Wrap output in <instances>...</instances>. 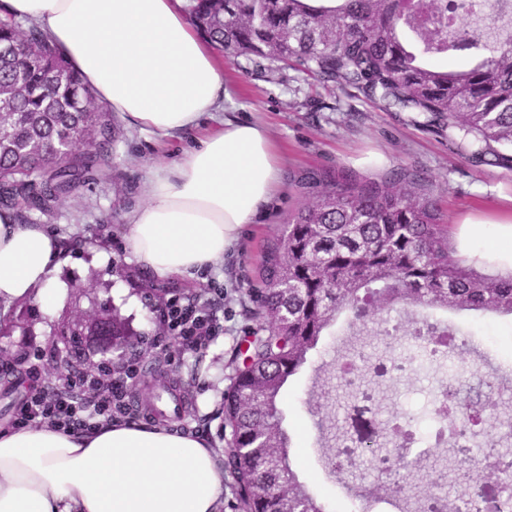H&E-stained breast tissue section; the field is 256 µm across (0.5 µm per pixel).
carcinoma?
Instances as JSON below:
<instances>
[{"mask_svg":"<svg viewBox=\"0 0 512 512\" xmlns=\"http://www.w3.org/2000/svg\"><path fill=\"white\" fill-rule=\"evenodd\" d=\"M402 0H189L201 33L220 52L244 56L262 70L289 65L326 87L354 88L384 108L416 112L476 162L512 163V39L488 42L460 30L457 18L427 8L398 20ZM408 28L418 44L408 41ZM0 209L17 224L51 212L80 176L108 161L123 131L114 113L32 22L0 20ZM469 54L465 70L431 58ZM50 75L61 80L51 83ZM63 148V160L47 159ZM307 203L264 250L261 287L249 295L255 322L240 351L242 366L224 393L225 449L242 512H329L299 480L277 398L336 317L355 327L374 310L407 308L512 315V275L483 273L458 255L425 177L407 168L381 180L347 167L308 170L293 178ZM126 325L112 320V350L123 352ZM492 402H463L448 411V430L490 419Z\"/></svg>","mask_w":512,"mask_h":512,"instance_id":"cac0c4a2","label":"carcinoma"}]
</instances>
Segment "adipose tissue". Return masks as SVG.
<instances>
[{
    "instance_id": "ef3b65f1",
    "label": "adipose tissue",
    "mask_w": 512,
    "mask_h": 512,
    "mask_svg": "<svg viewBox=\"0 0 512 512\" xmlns=\"http://www.w3.org/2000/svg\"><path fill=\"white\" fill-rule=\"evenodd\" d=\"M187 0H0L29 19L130 127L167 138L214 125L174 162L141 173L126 244L157 280L223 262L279 182L267 130L225 117L230 92ZM66 256L40 224L0 212V317L21 300L52 314ZM224 473L202 435L115 422L88 433L0 428V512H219Z\"/></svg>"
}]
</instances>
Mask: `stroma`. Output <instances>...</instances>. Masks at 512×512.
Segmentation results:
<instances>
[{
    "label": "stroma",
    "instance_id": "stroma-1",
    "mask_svg": "<svg viewBox=\"0 0 512 512\" xmlns=\"http://www.w3.org/2000/svg\"><path fill=\"white\" fill-rule=\"evenodd\" d=\"M223 61L231 92L226 116L264 124L279 148L284 177L277 194L256 223L243 227L223 265L199 280L156 281L128 251L123 215L141 201L137 186L142 169L173 160L192 141L187 136L158 140L125 129L105 175L85 176L78 190L43 221L62 240L69 261L58 275L61 293L54 314L44 315L36 302H28V329L0 342L8 348L0 359L1 427L13 426L30 389L64 377L66 370L49 367L43 360L51 352L48 340L62 316L76 321L86 314L108 318L119 313L135 332L133 353L141 355L154 351L152 338L159 325L154 300L148 295L151 288L169 296L205 297L217 288L223 297V333L202 352L177 347L165 349L164 355L179 381L173 392L188 407L183 417L174 419V427L205 435L216 452H223L230 437L224 426V393L241 362L238 350L250 325L242 298L260 285L265 245L305 202L288 178L292 172L345 166L361 177L378 180L395 168L420 171L440 199L458 254L485 273L512 272V242L503 237L500 225L501 220L512 219V166L476 164L447 134L427 127L423 117L384 111L356 90L326 88L293 70L273 75L255 69L242 56L227 55ZM423 318L456 329L451 357L428 358L409 334L387 333L389 325ZM480 347L499 361L495 367L481 366L480 376L503 389L498 410L512 415L511 315L400 309L374 313L351 329L344 318H337L279 398L284 426L294 435L291 453L300 480L330 512H354L359 488L376 479L362 463L355 486H345L327 474L320 460L336 434L348 429L346 418L354 395L337 378L342 356L368 358L358 379L373 395L374 407L384 416L395 414L410 421L417 440L428 443L439 428L430 412L438 383L460 378L462 369L476 363ZM410 357L415 360V372L399 381L375 377L371 370L372 363ZM20 372L26 374L27 383L17 387L13 378Z\"/></svg>",
    "mask_w": 512,
    "mask_h": 512
}]
</instances>
